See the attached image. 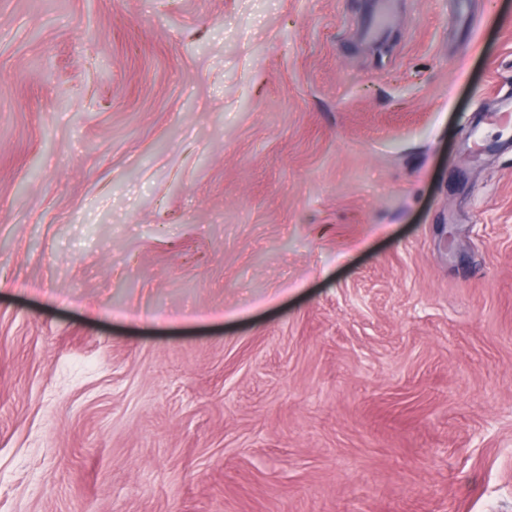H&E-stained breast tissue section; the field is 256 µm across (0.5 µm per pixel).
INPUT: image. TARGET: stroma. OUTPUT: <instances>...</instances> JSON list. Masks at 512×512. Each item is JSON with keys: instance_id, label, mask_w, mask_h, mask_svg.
I'll list each match as a JSON object with an SVG mask.
<instances>
[{"instance_id": "1", "label": "stroma", "mask_w": 512, "mask_h": 512, "mask_svg": "<svg viewBox=\"0 0 512 512\" xmlns=\"http://www.w3.org/2000/svg\"><path fill=\"white\" fill-rule=\"evenodd\" d=\"M0 0V512H512V0Z\"/></svg>"}]
</instances>
